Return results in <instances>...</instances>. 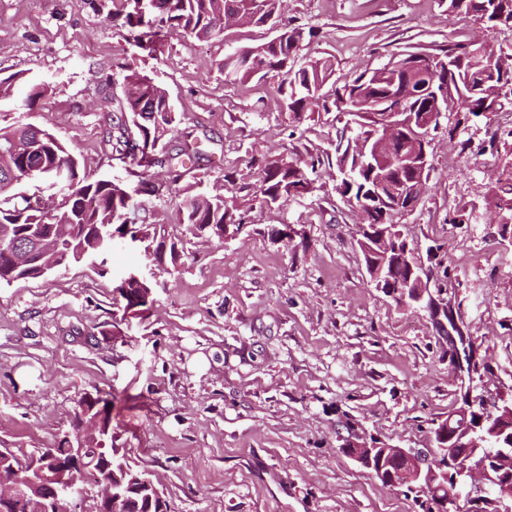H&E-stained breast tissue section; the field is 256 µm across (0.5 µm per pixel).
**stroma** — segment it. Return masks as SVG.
<instances>
[{
  "mask_svg": "<svg viewBox=\"0 0 512 512\" xmlns=\"http://www.w3.org/2000/svg\"><path fill=\"white\" fill-rule=\"evenodd\" d=\"M122 0H0V78L17 72L52 92L23 123L78 147L86 171L124 176L107 145L126 67L166 88L199 157L183 177L213 183L268 152L309 157L333 149L354 118L317 112L297 123L276 104V80L228 85L230 45L271 38L242 27L206 40L170 37L153 55L134 45ZM301 28L296 60L326 53L344 84L411 51L480 39L512 54V30L449 20L441 0H286ZM512 94L501 109L443 115L429 134L423 201L399 220L412 248L439 249L455 316L485 369V396L512 402V224L491 221L498 170L512 160ZM319 168L313 190L280 209L256 207L222 243H196L177 194L136 195L184 243L144 316L123 313L113 289L146 261L117 246L101 277L73 263L48 278L0 287V449L34 453L70 429L88 393L112 396V445L163 485L169 512H418L403 489L381 484L340 450L338 431L426 448L456 405V382L425 308H401L367 275L356 217ZM304 226L272 243L267 225Z\"/></svg>",
  "mask_w": 512,
  "mask_h": 512,
  "instance_id": "obj_1",
  "label": "stroma"
}]
</instances>
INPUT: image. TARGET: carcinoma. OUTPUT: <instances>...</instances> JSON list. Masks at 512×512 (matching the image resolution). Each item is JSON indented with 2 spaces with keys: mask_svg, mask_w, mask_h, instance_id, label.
I'll use <instances>...</instances> for the list:
<instances>
[{
  "mask_svg": "<svg viewBox=\"0 0 512 512\" xmlns=\"http://www.w3.org/2000/svg\"><path fill=\"white\" fill-rule=\"evenodd\" d=\"M282 6L283 0H159L154 18L146 21L137 11L128 12L125 23L131 27L147 23L145 47L153 51L157 43L174 32L199 40L223 34L221 22L228 12L244 13L249 17V25L254 27L266 26L273 16L279 19L281 30L263 44L236 48L225 54L221 63L224 79L237 84L273 73L279 78L275 91L286 111L354 112L359 119L357 135L365 139L371 134L365 127V115L381 107L391 96L404 95L409 107L431 112L443 105L444 96L448 95L465 104L467 111H479L482 85L487 80L484 72L466 61L439 71L435 77L429 73V66H438L444 55L455 52L460 59L467 56V52H457L452 46L436 52L415 53L425 66L410 75L405 74L403 58L391 60L371 73L355 75L343 85V89L350 90L349 104L339 105V89L332 82L335 69L331 57H313L300 66L295 65V48L302 32L288 27L283 20ZM446 11L451 18H471L488 28L512 29V0H447ZM123 88V101L119 103V115L112 120L108 145L133 174L143 175L155 166L167 168L165 187L184 195L180 223L205 230L219 243L224 242V225L246 223L247 213L256 203L268 209L288 205L293 201L290 188L306 181L308 172L320 165L339 166L340 156L346 152L338 144L334 152L307 160L284 153L266 155L251 172L254 182L243 184V188L251 190V198L241 202L220 191L204 189L199 182L183 186L181 181L196 158V147L188 133L174 154L166 150L165 142L182 124L183 114L175 109L166 89L134 70L124 76ZM51 91L48 83L28 77L24 72L0 79V114L31 112ZM11 139L24 146L35 140V132L28 123L0 125V285L40 278L42 266L67 264L78 256L103 277L108 274V257L117 237L138 232L165 234L162 224L145 220L139 224L129 222L127 215L138 188L119 178L87 172L75 148L53 136L41 139L36 146L35 163L59 174L58 186L53 188L41 172H24L21 157L7 148ZM12 170L18 175L14 184L6 181L7 173ZM348 174L349 177L340 179V195L348 202L370 199L374 189L371 166L363 160L357 163L352 157ZM492 195L496 206L512 218V173L498 172ZM62 224L68 226L69 234L60 242L58 251L41 254L27 269H15L5 257L10 242L28 245L37 233L49 234ZM175 246L176 243H170L165 258H155L165 274L181 260L182 254L175 252ZM127 289L130 296L124 310L143 314L150 309L154 298L140 295L138 283L127 282ZM82 414L111 424V395H85L78 402L73 419ZM69 448V440L63 439L52 448L41 449L38 458L51 469L55 462L69 458ZM87 474L96 482L103 477V472L89 468L59 484L64 509L56 510L36 492L19 503L14 512H76L73 499L77 497L76 489L87 488L83 484Z\"/></svg>",
  "mask_w": 512,
  "mask_h": 512,
  "instance_id": "cac0c4a2",
  "label": "carcinoma"
}]
</instances>
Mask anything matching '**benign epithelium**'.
I'll list each match as a JSON object with an SVG mask.
<instances>
[{"mask_svg": "<svg viewBox=\"0 0 512 512\" xmlns=\"http://www.w3.org/2000/svg\"><path fill=\"white\" fill-rule=\"evenodd\" d=\"M443 109L436 112L416 113L403 107V100L393 99L389 107H381L369 113L375 140L376 158L371 160L374 169L382 172L372 196L375 203L356 208L358 243L367 247L373 239L378 253L400 254L405 257L410 274L398 283L393 282L384 265L367 268L369 280L400 307L426 303L437 330L448 342V354L452 357L454 373L459 385V395L450 417L441 423L433 434L431 448L390 446L364 438L347 440L341 445L342 452L367 470L379 481L394 488L423 490L430 494L425 507L431 512H465L475 494L491 492L495 496L497 512H512V407H493L482 397L474 394L475 348L462 326L450 316L451 302L444 298L446 291L431 296L429 283L419 269V261L410 252L403 235L396 225L375 227L377 214L404 215L413 211L425 193L428 173L426 141H415V152L408 165V175L387 176L389 165L395 162L393 152L399 131L417 126L423 130L439 123ZM94 440L83 423L73 432L72 456L68 466L80 469ZM435 456L436 462L425 459ZM56 475L48 474L39 462H34L23 480H15L0 473V512H9L15 504L27 497L32 487L42 488L44 498L58 496ZM94 501L97 512H130L132 498L120 482L100 485L88 495Z\"/></svg>", "mask_w": 512, "mask_h": 512, "instance_id": "benign-epithelium-1", "label": "benign epithelium"}]
</instances>
